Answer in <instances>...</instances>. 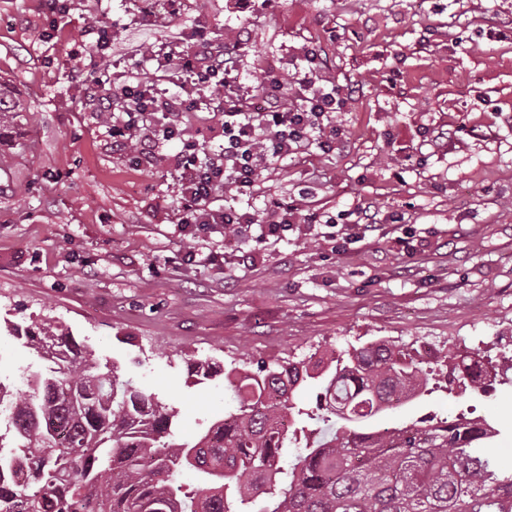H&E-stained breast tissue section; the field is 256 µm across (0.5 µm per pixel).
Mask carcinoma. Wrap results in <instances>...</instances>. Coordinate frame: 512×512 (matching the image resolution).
<instances>
[{
    "label": "carcinoma",
    "instance_id": "1",
    "mask_svg": "<svg viewBox=\"0 0 512 512\" xmlns=\"http://www.w3.org/2000/svg\"><path fill=\"white\" fill-rule=\"evenodd\" d=\"M27 111L0 81V122ZM11 336L47 361L24 374L32 391L0 388L16 415L0 432V512H233L229 497H267L261 512H512V464L483 419L364 432L394 399L425 391L431 371L378 339L323 359L251 370L228 385L235 411L175 444L178 411L101 364L68 333L41 322ZM478 359L455 356L457 388L482 391ZM320 380L316 410L296 397ZM343 425H338V422ZM196 471L183 490L176 474Z\"/></svg>",
    "mask_w": 512,
    "mask_h": 512
}]
</instances>
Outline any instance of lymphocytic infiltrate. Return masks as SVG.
I'll list each match as a JSON object with an SVG mask.
<instances>
[{
	"instance_id": "1",
	"label": "lymphocytic infiltrate",
	"mask_w": 512,
	"mask_h": 512,
	"mask_svg": "<svg viewBox=\"0 0 512 512\" xmlns=\"http://www.w3.org/2000/svg\"><path fill=\"white\" fill-rule=\"evenodd\" d=\"M145 54L169 69L180 83L179 92L160 93L133 74L120 85L116 99L100 98L99 112L112 121L117 150L133 155L143 168L165 161L183 210L182 230L191 240L182 252L184 261L196 259L193 239L217 226L230 237L251 236L260 243L281 237L296 224H322L332 228L336 251L343 254L375 224L389 223V216L367 205L337 213L305 209L315 190L311 184L296 196L270 202L260 213L213 205L219 189L240 193L253 188L272 162L313 148L329 154L343 144L336 116L345 109L348 94L320 85L315 48L300 49L305 68L297 73L293 98H286L278 73L265 75L258 89L265 102L260 112L251 111L249 94L233 78L234 54L225 51L208 26H199L189 42L149 48ZM204 110L221 116L215 128L220 141L213 146L190 135L184 125V116ZM164 143L175 144L174 153L161 155Z\"/></svg>"
}]
</instances>
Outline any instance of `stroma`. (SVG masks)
<instances>
[{"mask_svg": "<svg viewBox=\"0 0 512 512\" xmlns=\"http://www.w3.org/2000/svg\"><path fill=\"white\" fill-rule=\"evenodd\" d=\"M71 0L61 40L42 38L46 0H0V79L29 112L0 125V320H59L99 362L119 363L144 392L179 410L178 441L234 411L224 372L257 370L384 339L444 356L512 355V0ZM116 36L105 55L71 58L91 16ZM233 43L236 77L254 90L297 48L321 50L323 78L354 92L337 121L344 146L270 165L253 199L263 209L308 178L330 211L368 203L394 224L338 254L322 226L296 225L250 265L225 263L239 242L214 228L196 261L178 260L181 205L165 165L146 170L114 152L74 73L103 89L130 68L175 92L142 46L177 41L199 17ZM422 249L407 255L399 240ZM215 358L195 383L190 361ZM41 364L0 334V378L23 389ZM465 413L497 425L512 463V383L450 392L434 374L422 397L378 414L373 431Z\"/></svg>", "mask_w": 512, "mask_h": 512, "instance_id": "stroma-1", "label": "stroma"}]
</instances>
